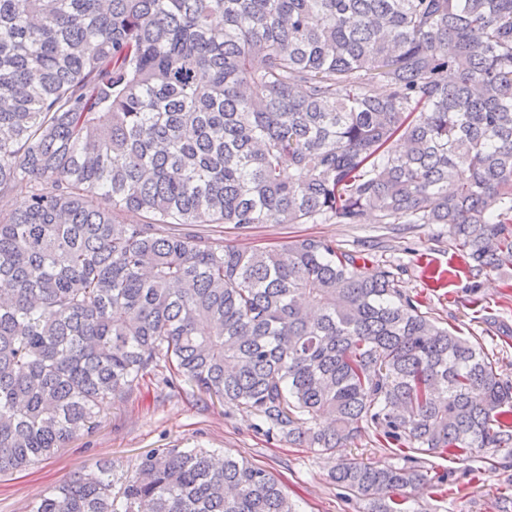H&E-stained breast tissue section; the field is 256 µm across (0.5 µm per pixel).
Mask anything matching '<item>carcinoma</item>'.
<instances>
[{
  "label": "carcinoma",
  "mask_w": 512,
  "mask_h": 512,
  "mask_svg": "<svg viewBox=\"0 0 512 512\" xmlns=\"http://www.w3.org/2000/svg\"><path fill=\"white\" fill-rule=\"evenodd\" d=\"M206 224H441L470 270L512 266V0H0V474L161 362L322 454L409 449L335 468L371 512L439 486L426 456L512 460V382L392 268ZM113 484L29 512H297L206 448Z\"/></svg>",
  "instance_id": "obj_1"
}]
</instances>
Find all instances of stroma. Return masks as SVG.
I'll use <instances>...</instances> for the list:
<instances>
[{
  "label": "stroma",
  "instance_id": "obj_1",
  "mask_svg": "<svg viewBox=\"0 0 512 512\" xmlns=\"http://www.w3.org/2000/svg\"><path fill=\"white\" fill-rule=\"evenodd\" d=\"M319 236L356 254L366 272L397 268L399 287L421 312L456 335L480 342L512 381V267L475 275L437 224H260L249 234L223 226L228 245L274 246ZM156 368L127 398L106 407L91 431L78 433L51 459L0 475V512H28L51 489L96 463L116 474L134 470L142 456L162 448L202 447L243 456L270 471L300 512H368L367 501L333 483L344 459L374 468L394 463L390 449L363 437L333 455H320L258 430L250 411L224 405L189 385L171 387ZM427 463L445 475L439 488L406 489V512H512V462L486 456L462 463L434 455Z\"/></svg>",
  "mask_w": 512,
  "mask_h": 512
}]
</instances>
